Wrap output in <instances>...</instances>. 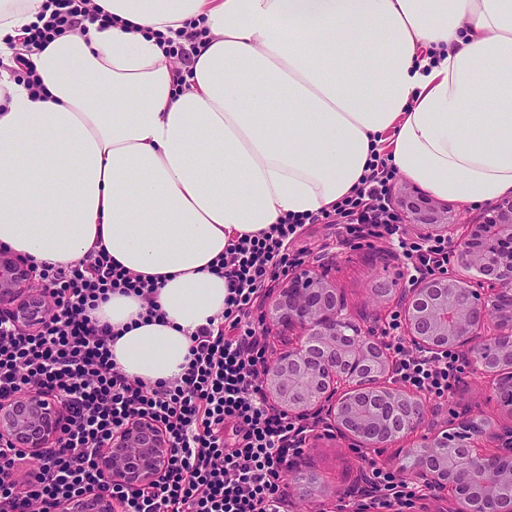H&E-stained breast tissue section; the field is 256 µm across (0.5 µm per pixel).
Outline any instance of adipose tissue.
<instances>
[{
  "label": "adipose tissue",
  "instance_id": "ef3b65f1",
  "mask_svg": "<svg viewBox=\"0 0 512 512\" xmlns=\"http://www.w3.org/2000/svg\"><path fill=\"white\" fill-rule=\"evenodd\" d=\"M44 3L0 0V246L154 278L162 320L95 311L144 384L223 314L228 243L334 209L380 148L435 198L512 193V0H94L112 25L27 53L35 92L9 69Z\"/></svg>",
  "mask_w": 512,
  "mask_h": 512
}]
</instances>
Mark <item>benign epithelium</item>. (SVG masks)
I'll use <instances>...</instances> for the list:
<instances>
[{
  "instance_id": "obj_1",
  "label": "benign epithelium",
  "mask_w": 512,
  "mask_h": 512,
  "mask_svg": "<svg viewBox=\"0 0 512 512\" xmlns=\"http://www.w3.org/2000/svg\"><path fill=\"white\" fill-rule=\"evenodd\" d=\"M404 223L422 238H448L455 226L440 207L414 186L392 195ZM452 256L477 279L448 271L401 274L394 296L404 321L405 340L431 354L452 351L493 381L495 399L505 398L512 418V197L487 204L453 239ZM336 253L317 265L288 269L268 295L262 328L279 343L263 368L262 391L275 410L323 426L350 447L373 455L404 436L419 441L400 454L414 453L405 476L438 503L437 512H512V423L489 426L483 419L448 409L450 429L430 425L429 405L393 381L396 365L378 334L377 319L356 326L343 314L344 299L331 271ZM34 271L16 255L0 251V314L19 315L41 327V291ZM66 423L61 401L45 394L18 393L0 401V445L29 458L59 444ZM169 456L162 428L133 418L112 433L99 455L103 472L125 487L157 482ZM336 512H375L365 489L336 493ZM109 491H86L53 512H118Z\"/></svg>"
}]
</instances>
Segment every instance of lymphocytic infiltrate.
<instances>
[{
  "instance_id": "obj_1",
  "label": "lymphocytic infiltrate",
  "mask_w": 512,
  "mask_h": 512,
  "mask_svg": "<svg viewBox=\"0 0 512 512\" xmlns=\"http://www.w3.org/2000/svg\"><path fill=\"white\" fill-rule=\"evenodd\" d=\"M86 2L48 0V19L28 30L23 47L44 49L85 19L111 23V15ZM395 177L389 157L376 155L353 194L322 220L339 223L355 239L387 235L416 273L443 267L447 241L410 238L391 221ZM303 224L291 217L262 236L228 244L219 265L229 285L221 318L193 334L182 377L155 387L117 367L107 346L111 332L91 313L119 290L140 297L146 317L157 318L156 283L113 263L102 246L71 266L38 267L37 283L47 293L43 328L21 330L0 315V397L50 392L62 399L69 420L60 446L46 457L0 448V512H47L52 502L104 484L121 512H280L288 496L283 463L288 454H301L306 428L263 396L259 377L267 358L254 309L267 283L297 264L289 244ZM399 327L394 317L382 331L396 382L428 398L451 394L461 370L457 355L409 349ZM135 416L163 428L170 455L158 482L132 490L109 482L98 457L113 430Z\"/></svg>"
}]
</instances>
